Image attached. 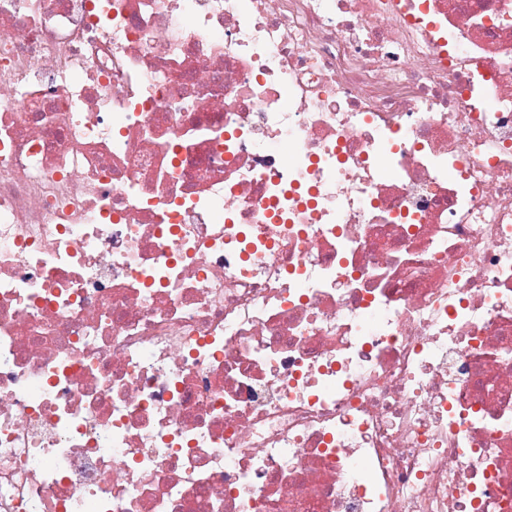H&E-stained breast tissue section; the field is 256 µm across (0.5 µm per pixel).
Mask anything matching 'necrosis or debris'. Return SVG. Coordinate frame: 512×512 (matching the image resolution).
I'll list each match as a JSON object with an SVG mask.
<instances>
[{
  "label": "necrosis or debris",
  "mask_w": 512,
  "mask_h": 512,
  "mask_svg": "<svg viewBox=\"0 0 512 512\" xmlns=\"http://www.w3.org/2000/svg\"><path fill=\"white\" fill-rule=\"evenodd\" d=\"M0 512H512V0H0Z\"/></svg>",
  "instance_id": "1"
}]
</instances>
